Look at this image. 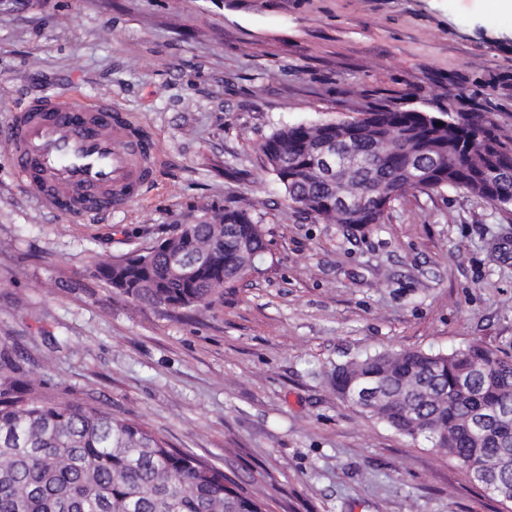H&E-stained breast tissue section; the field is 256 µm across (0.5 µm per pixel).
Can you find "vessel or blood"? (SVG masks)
Returning <instances> with one entry per match:
<instances>
[{"label":"vessel or blood","mask_w":512,"mask_h":512,"mask_svg":"<svg viewBox=\"0 0 512 512\" xmlns=\"http://www.w3.org/2000/svg\"><path fill=\"white\" fill-rule=\"evenodd\" d=\"M133 113L100 101L52 97L17 111L0 127L15 175L41 208L97 219L126 208L153 183L159 151L136 137Z\"/></svg>","instance_id":"1"}]
</instances>
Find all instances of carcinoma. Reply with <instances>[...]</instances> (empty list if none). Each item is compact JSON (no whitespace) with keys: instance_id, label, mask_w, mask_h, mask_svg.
Segmentation results:
<instances>
[{"instance_id":"cac0c4a2","label":"carcinoma","mask_w":512,"mask_h":512,"mask_svg":"<svg viewBox=\"0 0 512 512\" xmlns=\"http://www.w3.org/2000/svg\"><path fill=\"white\" fill-rule=\"evenodd\" d=\"M370 128L351 144L357 160L385 146L374 175L363 167L339 172L365 190L381 183L395 200L415 189L406 175L407 156L426 166L446 155L444 169L433 172L427 190L444 187L486 198L484 171H498L489 189L512 199V135L494 113L477 112L455 125L426 120L414 111L374 108ZM322 131L297 124L275 131L261 145L269 170L288 200L306 214L316 210L328 189L317 181L287 179L280 168L306 162L301 149ZM222 224H185L168 241L182 247L214 242L224 265L208 267L193 282L165 277L166 250L143 254L145 266L101 263L97 274L138 304L183 309L210 305L219 289L261 271L267 250L262 226L243 209H226ZM384 213L327 214L326 224L359 229L378 224ZM30 370L16 350L0 348V512H266L265 505L235 487L224 470L168 446L141 423L112 415L81 401L59 403L39 394ZM336 392L350 403L364 386L382 389L388 403L365 413L448 454L470 474L480 471L492 495L512 494V422L483 437L456 431L478 410L512 406V356L483 346L450 354L385 350L336 366Z\"/></svg>"}]
</instances>
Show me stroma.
Returning <instances> with one entry per match:
<instances>
[{"instance_id":"35a3bbf8","label":"stroma","mask_w":512,"mask_h":512,"mask_svg":"<svg viewBox=\"0 0 512 512\" xmlns=\"http://www.w3.org/2000/svg\"><path fill=\"white\" fill-rule=\"evenodd\" d=\"M59 94L137 115L153 185L94 222L45 213L0 148V343L85 400L213 463L270 512H507L456 461L330 382L386 349L512 355V209L409 191L349 231L299 212L261 143L363 107L487 110L512 134V17L493 0H0V124ZM247 209L260 274L167 310L95 272Z\"/></svg>"}]
</instances>
